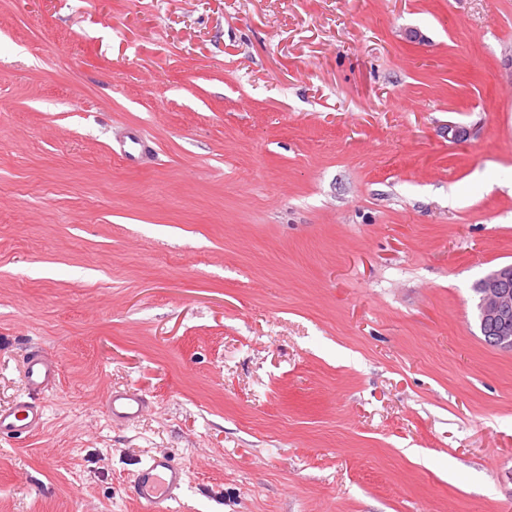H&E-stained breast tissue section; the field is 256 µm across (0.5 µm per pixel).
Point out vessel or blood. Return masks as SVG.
<instances>
[{"label":"vessel or blood","instance_id":"obj_1","mask_svg":"<svg viewBox=\"0 0 512 512\" xmlns=\"http://www.w3.org/2000/svg\"><path fill=\"white\" fill-rule=\"evenodd\" d=\"M23 377L27 394L6 408H0V436L20 437L34 432L44 423L45 406L42 394L51 388L58 369L54 361L39 348L28 351L23 359ZM145 398L134 390L109 392L105 408L111 418L134 420L145 411ZM187 477L185 467L170 456H153L134 475L133 496L142 503L156 506L173 500Z\"/></svg>","mask_w":512,"mask_h":512}]
</instances>
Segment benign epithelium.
I'll return each instance as SVG.
<instances>
[{
  "label": "benign epithelium",
  "instance_id": "1",
  "mask_svg": "<svg viewBox=\"0 0 512 512\" xmlns=\"http://www.w3.org/2000/svg\"><path fill=\"white\" fill-rule=\"evenodd\" d=\"M512 265L503 266L479 280L475 318L479 328L498 324V335L490 338L501 349H512Z\"/></svg>",
  "mask_w": 512,
  "mask_h": 512
}]
</instances>
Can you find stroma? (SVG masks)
<instances>
[{
	"label": "stroma",
	"mask_w": 512,
	"mask_h": 512,
	"mask_svg": "<svg viewBox=\"0 0 512 512\" xmlns=\"http://www.w3.org/2000/svg\"><path fill=\"white\" fill-rule=\"evenodd\" d=\"M508 264L512 0H0V512H512ZM512 265L503 266L479 280L478 301L475 318L479 329L484 332L488 324L497 323L498 336L488 338L501 349H512ZM23 377L27 395L7 408H0V436L17 438L44 424L45 405L40 395L55 384L57 366L42 349L34 348L24 356ZM147 407L146 399L135 390L110 391L105 408L112 419L135 420ZM185 467L171 456H151L131 482L132 494L147 506L175 500V492L185 484Z\"/></svg>",
	"instance_id": "35a3bbf8"
}]
</instances>
